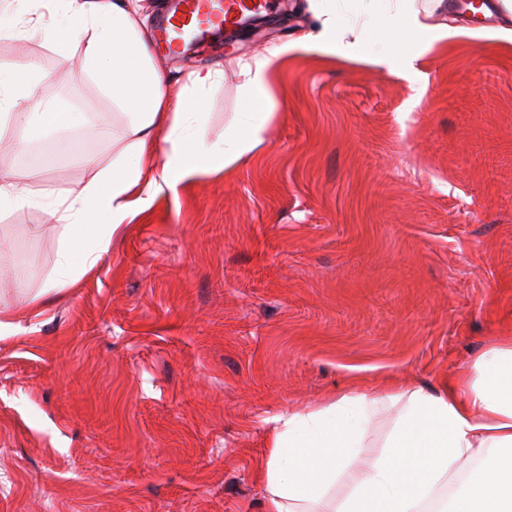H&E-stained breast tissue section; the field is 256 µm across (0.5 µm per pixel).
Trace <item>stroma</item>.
Wrapping results in <instances>:
<instances>
[{
	"mask_svg": "<svg viewBox=\"0 0 512 512\" xmlns=\"http://www.w3.org/2000/svg\"><path fill=\"white\" fill-rule=\"evenodd\" d=\"M0 0V69L31 66L58 112L124 117L77 46ZM412 70L315 49L274 59L265 144L230 175H199L125 223L99 265L44 293L58 235L47 198L0 212V512H266L273 418L390 379L429 387L512 337V14L483 25L437 9ZM317 20L289 0L261 32L209 38L172 78L220 63L209 143L243 106L238 59ZM17 180L87 181L78 127L32 130L0 110ZM39 295L31 309L16 288Z\"/></svg>",
	"mask_w": 512,
	"mask_h": 512,
	"instance_id": "obj_1",
	"label": "stroma"
}]
</instances>
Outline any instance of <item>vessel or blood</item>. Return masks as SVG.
Here are the masks:
<instances>
[{
  "instance_id": "1",
  "label": "vessel or blood",
  "mask_w": 512,
  "mask_h": 512,
  "mask_svg": "<svg viewBox=\"0 0 512 512\" xmlns=\"http://www.w3.org/2000/svg\"><path fill=\"white\" fill-rule=\"evenodd\" d=\"M267 6L268 0H176L171 15L157 25V43L167 54H175L185 37L236 28Z\"/></svg>"
}]
</instances>
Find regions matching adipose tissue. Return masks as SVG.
Wrapping results in <instances>:
<instances>
[{"label": "adipose tissue", "instance_id": "adipose-tissue-1", "mask_svg": "<svg viewBox=\"0 0 512 512\" xmlns=\"http://www.w3.org/2000/svg\"><path fill=\"white\" fill-rule=\"evenodd\" d=\"M49 2V13L31 16L33 27L60 46L81 44V64L92 68L126 118L111 165L96 168L98 124L80 112L45 111L31 94H18L28 69L0 70V93L10 92L15 119L29 126L82 128L83 161L95 169L90 180L59 191L51 204L60 249L47 288L57 292L92 270L123 223L149 211L158 197L176 192L188 178L230 172L254 155L276 106L271 59L288 48H275L269 58L238 60L244 106L216 145L204 134V93L223 79L222 65L187 71L183 91L172 93L167 76L152 64L139 0ZM310 2L321 29L299 37L298 45L343 59L368 57L404 67L433 45L434 32H466L458 25H430L442 0H388L387 10L371 6L353 19L337 10L336 0ZM29 179L17 183L0 162L1 211L33 202L39 172ZM384 409L394 416L383 453L357 472L343 496H333ZM277 421L265 472L267 512H426L447 489L453 492L450 512H512V339L485 349L467 371L434 388L396 384L381 393H344Z\"/></svg>", "mask_w": 512, "mask_h": 512}]
</instances>
